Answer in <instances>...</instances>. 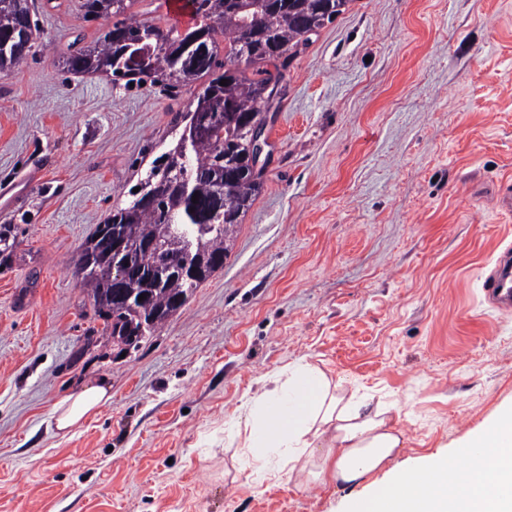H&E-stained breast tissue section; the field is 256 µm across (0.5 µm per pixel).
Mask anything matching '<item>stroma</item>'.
Returning <instances> with one entry per match:
<instances>
[{
	"label": "stroma",
	"instance_id": "stroma-1",
	"mask_svg": "<svg viewBox=\"0 0 512 512\" xmlns=\"http://www.w3.org/2000/svg\"><path fill=\"white\" fill-rule=\"evenodd\" d=\"M34 57L0 75V512H344L348 489L265 477L236 437L299 360L401 407L404 458L512 406V313L482 280L512 242V0H350L291 62L263 189L233 249L123 352L75 261L171 142L186 99L63 70L110 27L36 0ZM110 404L59 436L62 397Z\"/></svg>",
	"mask_w": 512,
	"mask_h": 512
}]
</instances>
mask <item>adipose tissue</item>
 <instances>
[{
    "label": "adipose tissue",
    "mask_w": 512,
    "mask_h": 512,
    "mask_svg": "<svg viewBox=\"0 0 512 512\" xmlns=\"http://www.w3.org/2000/svg\"><path fill=\"white\" fill-rule=\"evenodd\" d=\"M111 398L109 387L94 385L60 400L51 411L57 431L69 432ZM243 412L250 467L297 475L314 460V478L370 481L369 492L348 500V512H512V412L408 466L398 461L405 446L398 405L366 410L357 394L302 360L248 398ZM461 458L466 466H458ZM379 471L384 480H374Z\"/></svg>",
    "instance_id": "ef3b65f1"
}]
</instances>
